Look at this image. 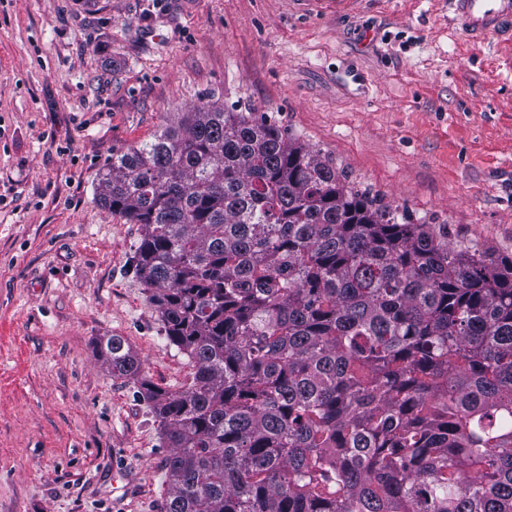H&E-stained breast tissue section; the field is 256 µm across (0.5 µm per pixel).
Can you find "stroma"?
I'll use <instances>...</instances> for the list:
<instances>
[{"label": "stroma", "mask_w": 512, "mask_h": 512, "mask_svg": "<svg viewBox=\"0 0 512 512\" xmlns=\"http://www.w3.org/2000/svg\"><path fill=\"white\" fill-rule=\"evenodd\" d=\"M220 101L265 112L448 244L512 257V44L448 0H0V512H165L168 449L123 337L194 367L96 200L114 152Z\"/></svg>", "instance_id": "35a3bbf8"}]
</instances>
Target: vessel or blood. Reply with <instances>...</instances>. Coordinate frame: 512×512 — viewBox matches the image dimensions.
<instances>
[{"label": "vessel or blood", "instance_id": "b4317fda", "mask_svg": "<svg viewBox=\"0 0 512 512\" xmlns=\"http://www.w3.org/2000/svg\"><path fill=\"white\" fill-rule=\"evenodd\" d=\"M466 38L484 44L494 38L512 44V0H449Z\"/></svg>", "mask_w": 512, "mask_h": 512}]
</instances>
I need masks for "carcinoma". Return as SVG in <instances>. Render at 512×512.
I'll return each mask as SVG.
<instances>
[{
  "mask_svg": "<svg viewBox=\"0 0 512 512\" xmlns=\"http://www.w3.org/2000/svg\"><path fill=\"white\" fill-rule=\"evenodd\" d=\"M101 185L194 363L169 391L97 344L170 448L166 512H512V258L448 247L263 112H182Z\"/></svg>",
  "mask_w": 512,
  "mask_h": 512,
  "instance_id": "cac0c4a2",
  "label": "carcinoma"
}]
</instances>
